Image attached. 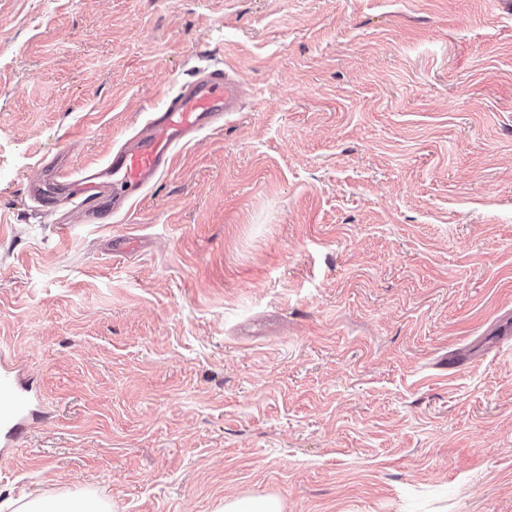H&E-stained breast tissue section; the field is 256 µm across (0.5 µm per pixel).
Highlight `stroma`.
Here are the masks:
<instances>
[{"label": "stroma", "instance_id": "1", "mask_svg": "<svg viewBox=\"0 0 512 512\" xmlns=\"http://www.w3.org/2000/svg\"><path fill=\"white\" fill-rule=\"evenodd\" d=\"M215 66L129 212L30 197ZM0 355V504L512 512V0H0ZM29 402L19 390L16 376L8 367L0 371V431L1 459L8 455L6 448H12L15 443L26 435V417ZM14 512H111L109 504L94 493L72 496H39L17 502ZM219 512H283L282 501L274 495H258L248 499L225 498Z\"/></svg>", "mask_w": 512, "mask_h": 512}]
</instances>
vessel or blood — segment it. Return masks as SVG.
<instances>
[{
	"instance_id": "vessel-or-blood-1",
	"label": "vessel or blood",
	"mask_w": 512,
	"mask_h": 512,
	"mask_svg": "<svg viewBox=\"0 0 512 512\" xmlns=\"http://www.w3.org/2000/svg\"><path fill=\"white\" fill-rule=\"evenodd\" d=\"M243 93V83L229 70L213 68L169 95L161 108L149 113L144 127L104 161L75 172L49 167L61 197L37 185L31 186V195L42 205L57 200L83 223H103L142 199L171 169L180 147L222 127L225 116L236 111ZM28 406L14 372L0 369V447H13L24 438Z\"/></svg>"
}]
</instances>
